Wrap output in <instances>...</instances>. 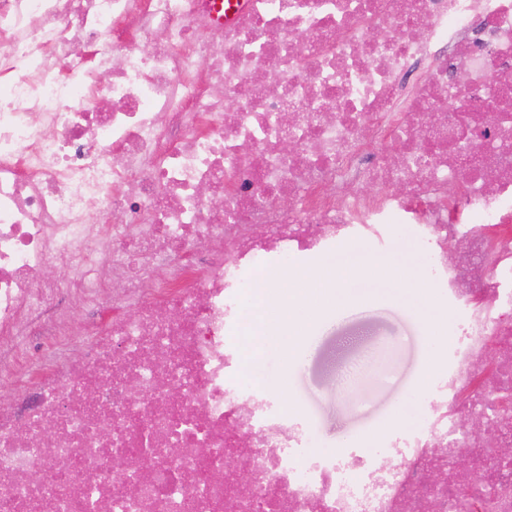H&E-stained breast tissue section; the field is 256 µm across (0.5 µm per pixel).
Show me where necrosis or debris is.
<instances>
[{"label":"necrosis or debris","mask_w":512,"mask_h":512,"mask_svg":"<svg viewBox=\"0 0 512 512\" xmlns=\"http://www.w3.org/2000/svg\"><path fill=\"white\" fill-rule=\"evenodd\" d=\"M225 7L0 0V512H512V0ZM384 224L454 342L378 462L314 449L242 333Z\"/></svg>","instance_id":"4bbe7bcc"}]
</instances>
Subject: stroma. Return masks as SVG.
I'll return each mask as SVG.
<instances>
[{
  "instance_id": "stroma-1",
  "label": "stroma",
  "mask_w": 512,
  "mask_h": 512,
  "mask_svg": "<svg viewBox=\"0 0 512 512\" xmlns=\"http://www.w3.org/2000/svg\"><path fill=\"white\" fill-rule=\"evenodd\" d=\"M347 261L316 257L312 266L344 271L346 307L321 306L309 316L320 336L305 366L288 361L287 346L249 342L247 359L259 380L281 389L290 415L303 421L321 450L343 453L350 441L379 456V437L394 418L411 424L451 344L448 312L428 284H402L385 269L407 272L421 258L405 237L347 248ZM347 393L337 396L336 384Z\"/></svg>"
}]
</instances>
